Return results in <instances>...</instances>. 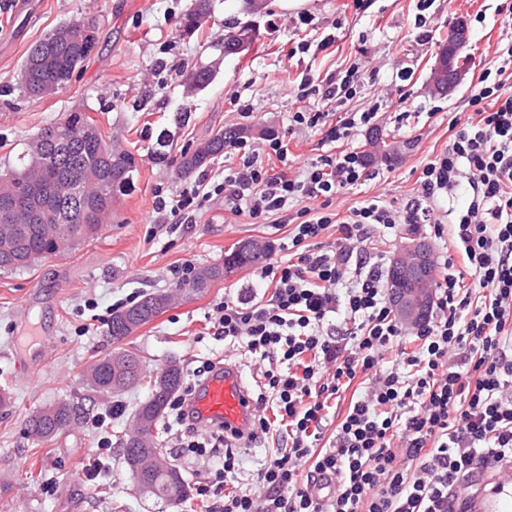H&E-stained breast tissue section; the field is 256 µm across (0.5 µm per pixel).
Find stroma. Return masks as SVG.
Instances as JSON below:
<instances>
[{"instance_id": "stroma-1", "label": "stroma", "mask_w": 512, "mask_h": 512, "mask_svg": "<svg viewBox=\"0 0 512 512\" xmlns=\"http://www.w3.org/2000/svg\"><path fill=\"white\" fill-rule=\"evenodd\" d=\"M194 0H0V164L7 163L40 129L72 112L83 113L102 138L131 152L137 171L131 189L120 195L99 234L59 256L17 272H0V389L11 405L0 410V512H208L210 499L198 496L211 454H175L177 426L170 414L158 420L157 446L172 459L189 485L176 504L140 496L120 443L134 429V412L147 401L149 380L169 362L183 370V386L194 385V370L206 360H229L251 387H258L263 363L213 333L208 316L216 304L236 297L256 280L254 267L217 281L201 294L178 289L170 271L222 263L241 241L269 244V261L279 260L276 239L287 228L255 224L224 209L223 197L205 202L189 224L172 225L155 209L192 185L179 177L173 161L180 152L225 128L244 129L256 148L268 135L283 137L292 170L304 169L321 152L322 136L291 128L293 112L320 109L313 96L298 100L302 77L344 76L359 64L357 94L336 105V116L377 108L379 118L338 143V150L369 153L372 137L400 146L390 161L375 160L376 176L343 189L333 201L339 214L362 201L381 197L402 207L417 195L424 165L442 153L453 137L451 126L485 69L500 61L496 49L512 44L504 24L505 0H265L247 12L242 0H210V10L192 34L179 22ZM75 18L96 28L97 48L55 93L36 98L21 86L31 47L60 24ZM430 32L420 39L417 20ZM464 23L469 41L462 84L451 94L435 92L430 68L448 43L455 23ZM250 26L249 48L224 56V31ZM306 52L289 56L298 42ZM212 67L203 90L185 86L194 65ZM252 107L250 117L240 105ZM188 110L179 125L176 112ZM167 133L170 164L151 158L157 137ZM170 289L172 305L120 342L108 325L114 309L138 302L146 293ZM136 353L146 380L119 394L104 395L86 382L88 367L116 350ZM68 401L80 421L50 438L26 431L29 417ZM124 407L110 417L113 405ZM103 414V427L91 424ZM111 449L100 452L101 440ZM98 477L87 480L89 467Z\"/></svg>"}]
</instances>
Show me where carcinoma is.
<instances>
[{
  "label": "carcinoma",
  "instance_id": "cac0c4a2",
  "mask_svg": "<svg viewBox=\"0 0 512 512\" xmlns=\"http://www.w3.org/2000/svg\"><path fill=\"white\" fill-rule=\"evenodd\" d=\"M208 11L209 0H196L181 18L180 27L186 33L194 32ZM84 29L93 31L95 26L83 20L64 23L31 49L22 71L28 94L45 96L59 89L94 52L96 36L82 37ZM254 37V30L247 26L229 28L222 43L224 56L248 50ZM212 79L213 70L207 65H198L186 75L191 90L207 87ZM240 134L236 128L220 130L194 150L182 152L179 174L190 176L207 166ZM134 171L132 156L103 142L80 112L44 127L13 163L0 168V271L26 269L38 259L57 256L97 235L119 195L131 187ZM266 251L267 245L258 240L238 243L223 263L200 268L191 290L203 292L224 278V268L250 266ZM173 299L167 290L155 291L113 312L109 323L112 340L120 341L153 321ZM140 376L138 359L117 351L93 364L86 381L99 393L116 394L139 381ZM181 382L179 365L169 362L156 375L149 399L137 409L134 431L122 441L124 460L136 476L140 492L172 503L187 496V487L179 470L155 445L153 428ZM76 419L74 405L59 402L31 416L28 432L48 438Z\"/></svg>",
  "mask_w": 512,
  "mask_h": 512
}]
</instances>
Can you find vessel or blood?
<instances>
[{
	"label": "vessel or blood",
	"instance_id": "vessel-or-blood-1",
	"mask_svg": "<svg viewBox=\"0 0 512 512\" xmlns=\"http://www.w3.org/2000/svg\"><path fill=\"white\" fill-rule=\"evenodd\" d=\"M192 408L206 426L217 425L225 432L247 433L254 404L235 364L219 366L197 389Z\"/></svg>",
	"mask_w": 512,
	"mask_h": 512
}]
</instances>
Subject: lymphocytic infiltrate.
<instances>
[{
    "label": "lymphocytic infiltrate",
    "mask_w": 512,
    "mask_h": 512,
    "mask_svg": "<svg viewBox=\"0 0 512 512\" xmlns=\"http://www.w3.org/2000/svg\"><path fill=\"white\" fill-rule=\"evenodd\" d=\"M510 69L512 57L480 75L467 101L473 116L424 166L419 195L406 207L376 197L344 217L332 211L340 190L370 177L356 152L332 146L377 114L350 112L332 124L310 109L292 121L322 131L325 150L297 175L265 165L243 138L231 144L238 164L213 191L200 182L156 200L157 211L189 222L218 193L232 214L263 222L284 212L291 225L279 245L285 259L258 269L272 293L247 287L214 309L216 335L268 362L258 424L282 445L261 464L255 493L235 489L240 460L225 447L212 480L198 488L212 498L210 512H468L461 496L475 470L512 462ZM358 72L351 66L341 82L302 78L297 97L343 102L355 96ZM463 182L471 199L443 224L437 202ZM402 224L450 237L479 297L448 271L436 285L432 319L400 322L373 242ZM331 231L335 241L325 242ZM355 382L360 394L332 422L331 401ZM329 427L334 435L321 445Z\"/></svg>",
    "instance_id": "obj_1"
}]
</instances>
